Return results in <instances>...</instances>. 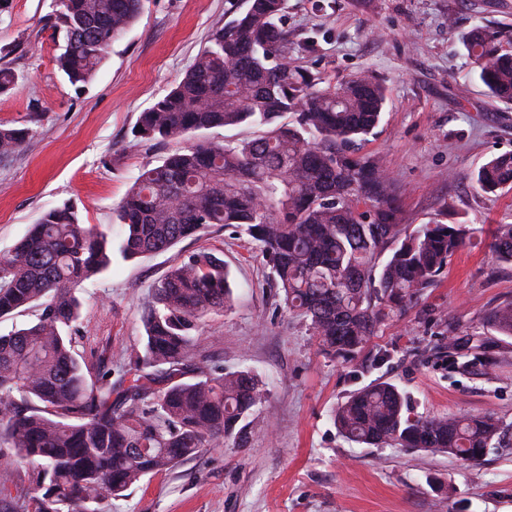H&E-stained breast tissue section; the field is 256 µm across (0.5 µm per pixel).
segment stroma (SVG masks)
I'll use <instances>...</instances> for the list:
<instances>
[{
  "label": "stroma",
  "instance_id": "obj_1",
  "mask_svg": "<svg viewBox=\"0 0 512 512\" xmlns=\"http://www.w3.org/2000/svg\"><path fill=\"white\" fill-rule=\"evenodd\" d=\"M245 6L145 0L93 82L78 89L53 63L51 0H0V66L17 77L0 94V123L34 130L0 161V253L63 203L81 223L120 235L114 210L140 168L177 148L134 137L140 112L184 76L229 11ZM286 25L295 65L333 83L368 74L385 86L386 110L364 150L382 158L408 224L444 208L474 233L417 307L391 315L347 359L323 355L286 310L247 236L215 225L164 253L134 261L113 254L111 269L80 293L77 350L90 371L105 357L120 376L143 342L141 310L153 285L185 255L210 250L230 271L233 300L207 319L198 358L254 370L267 399L249 417L244 445L229 441L144 477L110 512H512V448L466 465L358 444L331 420L352 390L387 381L409 393L417 413L491 412L512 426V337L485 324L494 307L512 301V266L494 263L487 247L489 225L512 222V191L488 196L472 181L487 158L512 152V105L485 95L462 43L476 27L512 26V0H288ZM450 332L490 344L493 365L452 369L439 354Z\"/></svg>",
  "mask_w": 512,
  "mask_h": 512
}]
</instances>
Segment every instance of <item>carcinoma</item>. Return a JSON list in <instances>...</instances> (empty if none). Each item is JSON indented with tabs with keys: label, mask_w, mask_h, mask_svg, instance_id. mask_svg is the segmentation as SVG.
Wrapping results in <instances>:
<instances>
[{
	"label": "carcinoma",
	"mask_w": 512,
	"mask_h": 512,
	"mask_svg": "<svg viewBox=\"0 0 512 512\" xmlns=\"http://www.w3.org/2000/svg\"><path fill=\"white\" fill-rule=\"evenodd\" d=\"M288 0H246L196 55L185 77L140 113L137 137L173 142L217 127L255 136L197 141L143 166L117 209L119 251L133 260L166 252L221 224L262 251L289 312L330 356L360 352L390 315L435 287L470 238L446 213L402 231L404 212L382 161L360 154L385 111L384 85L369 75L339 84L288 55ZM143 0H52L55 64L79 88L90 84L113 42L137 22ZM473 73L495 100L512 104V31L475 28L465 40ZM33 135L0 125V160ZM494 194L512 187V153L473 174ZM494 262L512 265V223L489 229ZM112 266V231L52 207L0 253V321L30 309L36 321L0 333V512H105L148 475L203 449L248 437L265 399L250 370L197 359L205 318L229 306L224 259L183 257L152 289L145 338L112 381L108 359L91 378L75 351L78 292ZM486 326L512 336V302ZM448 357L492 365L484 348ZM347 439L377 448L444 453L477 463L512 435L491 413L437 417L414 412L407 392L381 381L359 387L334 411Z\"/></svg>",
	"instance_id": "carcinoma-1"
}]
</instances>
